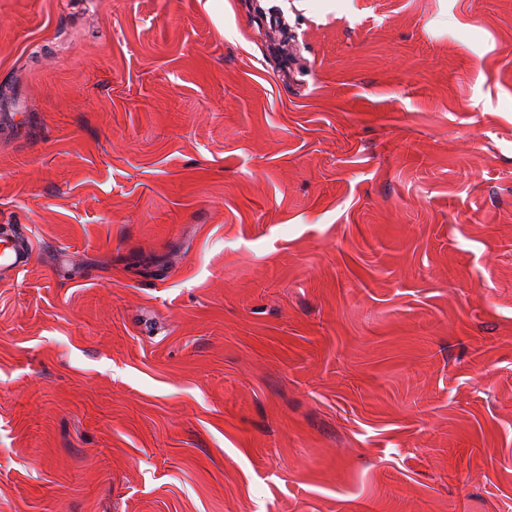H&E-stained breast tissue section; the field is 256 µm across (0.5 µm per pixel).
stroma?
Returning a JSON list of instances; mask_svg holds the SVG:
<instances>
[{"label":"stroma","instance_id":"1","mask_svg":"<svg viewBox=\"0 0 512 512\" xmlns=\"http://www.w3.org/2000/svg\"><path fill=\"white\" fill-rule=\"evenodd\" d=\"M0 0V512H512V0ZM32 234L24 227L0 234V278L18 275L29 264Z\"/></svg>","mask_w":512,"mask_h":512}]
</instances>
